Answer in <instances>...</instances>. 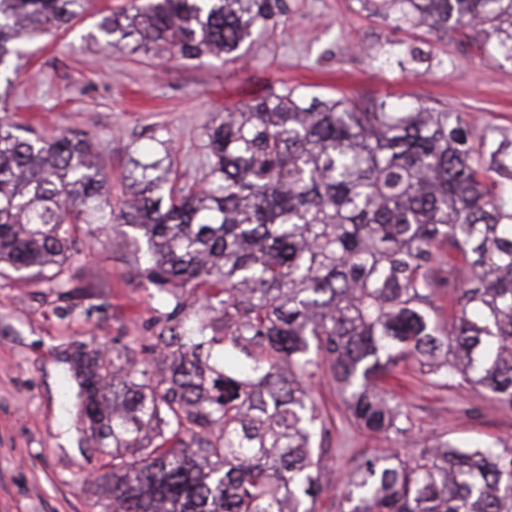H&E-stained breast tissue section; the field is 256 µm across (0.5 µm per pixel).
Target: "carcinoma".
Here are the masks:
<instances>
[{
	"label": "carcinoma",
	"mask_w": 512,
	"mask_h": 512,
	"mask_svg": "<svg viewBox=\"0 0 512 512\" xmlns=\"http://www.w3.org/2000/svg\"><path fill=\"white\" fill-rule=\"evenodd\" d=\"M396 27L512 59V0H359ZM87 0H0V76L17 45ZM280 0H130L107 44L228 64ZM0 120V271L69 298L85 224L131 228L170 312L116 355L75 346L80 419L113 449L102 512H314L323 491L309 392L325 368L362 429L406 436L397 368L512 412V135L480 144L459 112L269 86L205 131L209 170L169 150L110 201L82 132ZM199 304L191 325L182 313ZM349 512H512V444L439 440L364 459Z\"/></svg>",
	"instance_id": "carcinoma-1"
}]
</instances>
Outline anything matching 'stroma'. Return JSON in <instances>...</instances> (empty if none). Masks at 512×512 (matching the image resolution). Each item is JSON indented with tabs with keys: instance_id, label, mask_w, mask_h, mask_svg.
I'll list each match as a JSON object with an SVG mask.
<instances>
[{
	"instance_id": "stroma-1",
	"label": "stroma",
	"mask_w": 512,
	"mask_h": 512,
	"mask_svg": "<svg viewBox=\"0 0 512 512\" xmlns=\"http://www.w3.org/2000/svg\"><path fill=\"white\" fill-rule=\"evenodd\" d=\"M127 4L91 0L69 25L25 45L13 61L12 88L0 83V118L25 122L37 135L88 133L116 198L132 160L166 151L181 181H200L208 170L206 128L225 105L271 84L325 97L341 91L365 104L386 97L401 108L462 113L478 131L512 132V60L479 58L435 35L394 28L358 0H284L276 23L255 34L233 64L107 45L97 31L100 14ZM78 248L70 318H59L46 288L0 275V512H100L95 481L111 451L77 423L79 386L65 359L76 341L118 349L129 337H151L169 311L140 275L135 244L118 229L87 226ZM311 391L330 429L315 512H348L345 476L383 449L409 454L438 438L512 440V412L472 388L444 390L423 375L403 395L404 438L359 428L326 377L317 376Z\"/></svg>"
}]
</instances>
